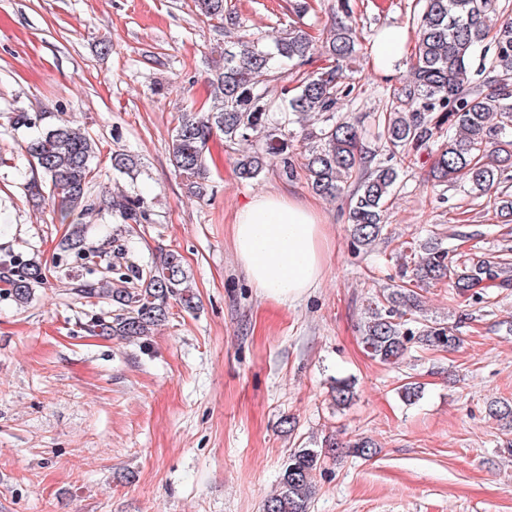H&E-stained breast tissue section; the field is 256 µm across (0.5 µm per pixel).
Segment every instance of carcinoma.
Wrapping results in <instances>:
<instances>
[{
  "instance_id": "carcinoma-1",
  "label": "carcinoma",
  "mask_w": 512,
  "mask_h": 512,
  "mask_svg": "<svg viewBox=\"0 0 512 512\" xmlns=\"http://www.w3.org/2000/svg\"><path fill=\"white\" fill-rule=\"evenodd\" d=\"M213 27L236 20L228 0H194ZM491 0H425L417 25V42L409 79L393 89L392 105L385 113L379 138L400 163L413 164L419 151L443 127L448 138L431 165V180L439 185L464 180L476 195L486 194L512 168V21L497 28L489 25ZM312 43L308 34L291 26L261 44L245 36L224 48V61L210 69L209 96L195 103L177 119L169 154L174 171L187 192L197 198L207 194L211 170L206 152L209 140L220 135L231 144L251 142L239 154L235 170L239 179L251 181L264 171L267 156L286 154L291 147L283 128L291 117L315 118L302 128L308 142L303 167L308 184L319 196L334 200L347 186L350 194L347 221L352 243L367 248L383 235L387 202L397 184L394 166L373 164L374 154L364 145L362 129L338 120L336 103L352 88L344 85L340 63L355 52L354 30L338 23L326 38L332 65L301 78L297 85L280 88L279 105L268 98L267 83L283 65L303 66ZM482 58L480 73L492 74L497 88L484 92L475 80L472 63ZM98 145L75 125L41 128L26 147L29 166L42 179L27 182L30 199H45L60 211L71 227L59 243L55 267L68 279L69 294L77 299H98L110 305L106 313L85 315L80 328L91 336H103L148 345L155 327L166 321L176 302L191 311L198 307L190 276L179 256L162 252L146 267L112 263L110 275L88 279L70 268L92 271L102 251L86 246L83 218L93 212L116 213L123 223L147 220V199L138 193L91 198L88 187L95 175ZM137 158L113 153L112 169L132 174ZM512 256L449 251L435 239L420 244L412 276L382 290L368 301L359 331L366 352L383 363L396 364L414 345L427 350L453 351L461 344L453 325L431 322L422 315L420 294L411 284L426 286L449 282L458 295L475 304L485 302L486 289L512 286ZM49 268L39 259L0 255L3 295L18 304L31 300L34 289L46 283ZM336 406L354 396L353 382L335 379ZM488 414L512 428V400L488 402ZM345 454L368 460L378 453L369 438L346 443L333 436L316 448H296L279 475L275 493L263 512H310L316 485L314 472L329 455Z\"/></svg>"
}]
</instances>
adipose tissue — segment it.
Here are the masks:
<instances>
[{
  "instance_id": "adipose-tissue-1",
  "label": "adipose tissue",
  "mask_w": 512,
  "mask_h": 512,
  "mask_svg": "<svg viewBox=\"0 0 512 512\" xmlns=\"http://www.w3.org/2000/svg\"><path fill=\"white\" fill-rule=\"evenodd\" d=\"M233 245L249 280L279 302L300 299L325 273L326 243L316 207L267 193L240 208Z\"/></svg>"
}]
</instances>
